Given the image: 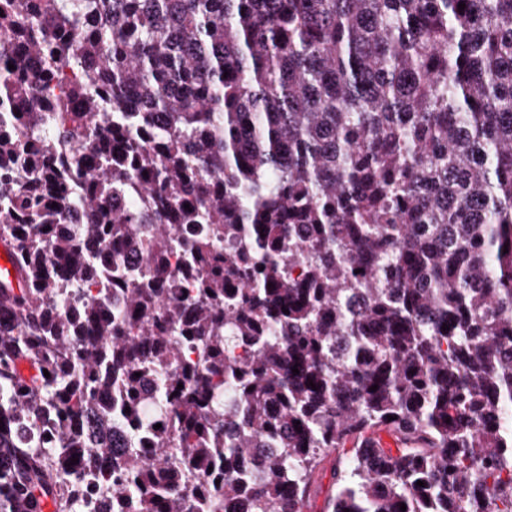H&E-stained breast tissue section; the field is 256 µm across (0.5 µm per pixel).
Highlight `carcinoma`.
Wrapping results in <instances>:
<instances>
[{"label":"carcinoma","instance_id":"obj_1","mask_svg":"<svg viewBox=\"0 0 512 512\" xmlns=\"http://www.w3.org/2000/svg\"><path fill=\"white\" fill-rule=\"evenodd\" d=\"M0 237V512H512V0H0ZM0 285L14 288L15 292H18L19 288H24V280L20 275L13 250L4 241L0 243Z\"/></svg>","mask_w":512,"mask_h":512}]
</instances>
